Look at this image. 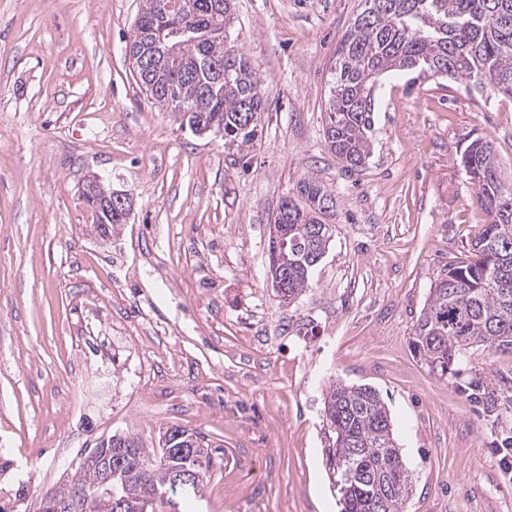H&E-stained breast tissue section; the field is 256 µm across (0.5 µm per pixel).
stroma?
<instances>
[{"label": "stroma", "mask_w": 512, "mask_h": 512, "mask_svg": "<svg viewBox=\"0 0 512 512\" xmlns=\"http://www.w3.org/2000/svg\"><path fill=\"white\" fill-rule=\"evenodd\" d=\"M141 0H0V502L25 512L104 439L177 424L211 445L192 512H341L330 383L384 399L405 512H512V354L458 373L411 347L430 288L487 215L459 164L476 138L512 185V101L446 77L385 76L373 153L349 173L324 136L336 48L362 0H235L262 81L253 144L181 129L138 87ZM130 193L111 242L89 175ZM336 199L328 252L293 305L267 284L270 228L301 181Z\"/></svg>", "instance_id": "1"}]
</instances>
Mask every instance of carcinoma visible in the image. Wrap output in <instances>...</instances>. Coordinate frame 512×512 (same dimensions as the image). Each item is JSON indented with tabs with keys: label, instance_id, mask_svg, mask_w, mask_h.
<instances>
[{
	"label": "carcinoma",
	"instance_id": "cac0c4a2",
	"mask_svg": "<svg viewBox=\"0 0 512 512\" xmlns=\"http://www.w3.org/2000/svg\"><path fill=\"white\" fill-rule=\"evenodd\" d=\"M373 2V16L356 17L340 41L331 73L326 141L351 172L372 153L375 91L388 73L448 76L512 100V0ZM233 20V0H141L131 47L139 54L136 83L147 96L169 108L180 126L193 132L210 125L224 144L240 148L253 141L266 101L248 59L228 36L215 34L216 23L228 29ZM460 164L478 187L489 220L470 255L448 265L430 288L413 328L415 353L442 376L476 345L512 353V186L501 180L492 146L480 139L466 146ZM83 197L97 223L127 222L129 212L105 207L90 186ZM333 208L334 196L308 180L298 186V198L279 205L275 223L288 243V260L279 262L271 241L269 268L280 270L290 302L311 288L332 236L323 216ZM323 422L341 512H404L411 484L379 392L331 383ZM97 451L123 453V465L112 470V494H106L101 469H84L78 477L83 496L71 512H115L116 499L123 512H142L146 502L148 512H179V502L168 497L171 476L175 468L194 465L190 455L147 448L138 437L119 433Z\"/></svg>",
	"mask_w": 512,
	"mask_h": 512
}]
</instances>
